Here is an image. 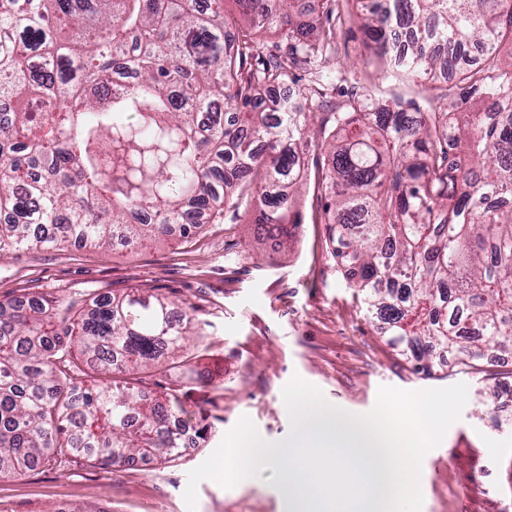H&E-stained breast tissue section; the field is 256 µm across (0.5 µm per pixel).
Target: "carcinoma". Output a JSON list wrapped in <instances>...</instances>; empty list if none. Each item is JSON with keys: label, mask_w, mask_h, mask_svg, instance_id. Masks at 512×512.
<instances>
[{"label": "carcinoma", "mask_w": 512, "mask_h": 512, "mask_svg": "<svg viewBox=\"0 0 512 512\" xmlns=\"http://www.w3.org/2000/svg\"><path fill=\"white\" fill-rule=\"evenodd\" d=\"M383 76L453 72L422 110L354 86L340 103L336 23L349 2ZM0 0V258L187 240L244 202L281 247L301 223L304 148L327 153L333 257L367 309L423 360L512 357V0ZM405 30L406 62L393 33ZM260 32L275 37L268 47ZM297 97L269 104L293 71ZM55 100L35 115L25 98ZM152 289L0 303V477L80 455L165 464L179 390L144 368L187 363L196 319Z\"/></svg>", "instance_id": "obj_1"}]
</instances>
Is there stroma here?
Instances as JSON below:
<instances>
[{
  "label": "stroma",
  "mask_w": 512,
  "mask_h": 512,
  "mask_svg": "<svg viewBox=\"0 0 512 512\" xmlns=\"http://www.w3.org/2000/svg\"><path fill=\"white\" fill-rule=\"evenodd\" d=\"M356 21L337 31L338 66L351 67L375 97L425 104L445 94L446 78L425 84L380 79L367 61ZM326 153L307 151V186L298 199L302 222L282 254L253 224H210L191 242L146 246L32 249L0 260V301L28 292L68 297L89 307L101 294L155 288L202 324L205 344L192 350L190 370L150 369L139 377L160 391L180 385L191 420L206 418L199 447L151 469L91 464L80 457L47 462L24 475L0 478V512H279L274 470L231 489L211 479L197 487L188 510L189 472L219 446L241 416L271 442L287 437L282 390L293 376L355 414L373 409L380 386L404 390L468 386L461 417L422 462L421 512H512V361H462L434 352L425 373L410 352L390 344L387 325L368 311L332 256L324 222ZM205 376L201 387L189 372Z\"/></svg>",
  "instance_id": "obj_1"
}]
</instances>
